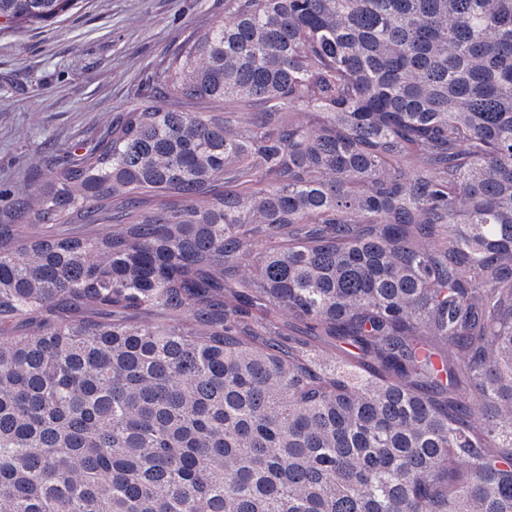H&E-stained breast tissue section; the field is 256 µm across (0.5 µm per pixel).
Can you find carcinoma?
<instances>
[{
	"label": "carcinoma",
	"instance_id": "1",
	"mask_svg": "<svg viewBox=\"0 0 512 512\" xmlns=\"http://www.w3.org/2000/svg\"><path fill=\"white\" fill-rule=\"evenodd\" d=\"M156 83L0 224V512H512V0H227Z\"/></svg>",
	"mask_w": 512,
	"mask_h": 512
}]
</instances>
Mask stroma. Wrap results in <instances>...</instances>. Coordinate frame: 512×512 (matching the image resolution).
<instances>
[{
  "instance_id": "1",
  "label": "stroma",
  "mask_w": 512,
  "mask_h": 512,
  "mask_svg": "<svg viewBox=\"0 0 512 512\" xmlns=\"http://www.w3.org/2000/svg\"><path fill=\"white\" fill-rule=\"evenodd\" d=\"M224 17V0H82L64 17L0 33V222L147 96L193 31Z\"/></svg>"
}]
</instances>
